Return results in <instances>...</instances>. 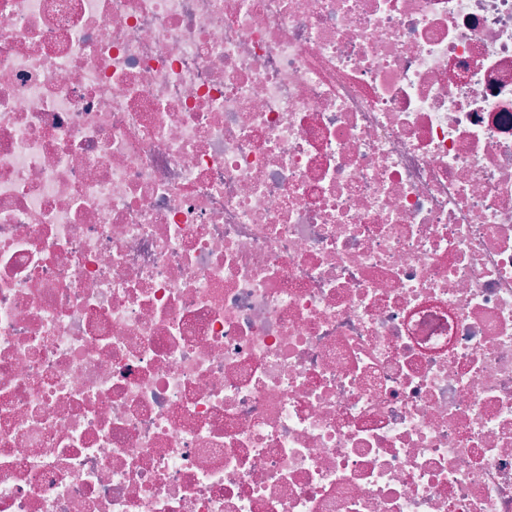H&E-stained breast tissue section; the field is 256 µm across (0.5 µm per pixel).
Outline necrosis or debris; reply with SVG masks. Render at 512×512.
<instances>
[{"instance_id": "obj_1", "label": "necrosis or debris", "mask_w": 512, "mask_h": 512, "mask_svg": "<svg viewBox=\"0 0 512 512\" xmlns=\"http://www.w3.org/2000/svg\"><path fill=\"white\" fill-rule=\"evenodd\" d=\"M0 512H512V0H0Z\"/></svg>"}]
</instances>
